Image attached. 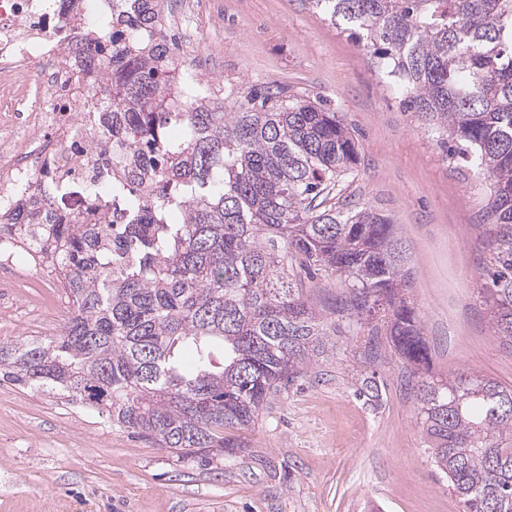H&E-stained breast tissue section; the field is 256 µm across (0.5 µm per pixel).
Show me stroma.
I'll use <instances>...</instances> for the list:
<instances>
[{"mask_svg": "<svg viewBox=\"0 0 512 512\" xmlns=\"http://www.w3.org/2000/svg\"><path fill=\"white\" fill-rule=\"evenodd\" d=\"M195 39L224 81L304 95L341 112L360 163L342 194L397 226L432 372L512 384L478 288L488 260L479 180L382 83L362 46L305 0H205ZM69 306L59 281L24 268L0 288V341L46 339ZM281 392L244 447L201 468L113 427L108 415L0 381V512H462L417 423L414 381L386 337L339 335ZM375 378L380 396L360 393Z\"/></svg>", "mask_w": 512, "mask_h": 512, "instance_id": "1", "label": "stroma"}]
</instances>
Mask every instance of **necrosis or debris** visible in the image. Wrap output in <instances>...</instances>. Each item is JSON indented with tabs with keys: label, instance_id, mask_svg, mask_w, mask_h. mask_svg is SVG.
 Segmentation results:
<instances>
[{
	"label": "necrosis or debris",
	"instance_id": "necrosis-or-debris-1",
	"mask_svg": "<svg viewBox=\"0 0 512 512\" xmlns=\"http://www.w3.org/2000/svg\"><path fill=\"white\" fill-rule=\"evenodd\" d=\"M112 12V0H0V223L32 215L37 224H123L121 205L92 199V169L126 141L122 114L90 111L108 85L103 68L86 58L92 20ZM182 96L197 82L223 84L209 72L192 40L176 49Z\"/></svg>",
	"mask_w": 512,
	"mask_h": 512
}]
</instances>
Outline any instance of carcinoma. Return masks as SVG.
<instances>
[{"label": "carcinoma", "instance_id": "obj_1", "mask_svg": "<svg viewBox=\"0 0 512 512\" xmlns=\"http://www.w3.org/2000/svg\"><path fill=\"white\" fill-rule=\"evenodd\" d=\"M97 26L88 58L112 68L99 109L124 112L138 138L114 149L127 224H26L70 314L48 340L0 341V379L102 410L112 425L179 460L240 448L282 389L305 377L332 336L383 313L416 376L417 418L434 466L463 512H512V386L431 373L416 308L404 298L395 224L336 206L357 168L342 115L309 97L237 93L176 111V38L156 29L165 0ZM370 54L382 79L445 158L485 183L489 264L481 298L512 344V0H306ZM183 138L172 142L174 122ZM344 291L330 320L302 279ZM192 354L187 366L182 353Z\"/></svg>", "mask_w": 512, "mask_h": 512}]
</instances>
